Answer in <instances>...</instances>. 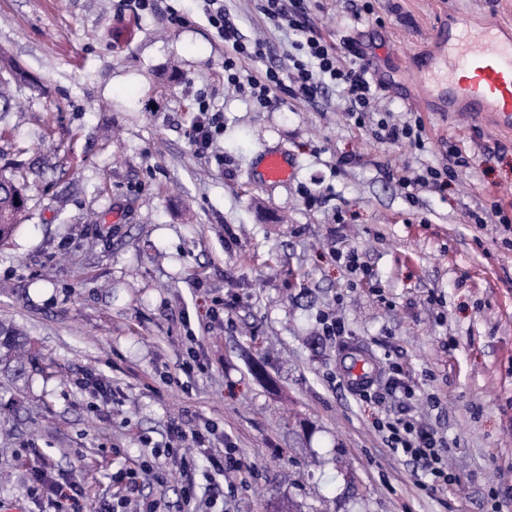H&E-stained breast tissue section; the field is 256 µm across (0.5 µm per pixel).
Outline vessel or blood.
Segmentation results:
<instances>
[{"instance_id": "1", "label": "vessel or blood", "mask_w": 512, "mask_h": 512, "mask_svg": "<svg viewBox=\"0 0 512 512\" xmlns=\"http://www.w3.org/2000/svg\"><path fill=\"white\" fill-rule=\"evenodd\" d=\"M452 61L448 73V109L452 112H486L504 129L512 128V28L462 22L449 27L444 37ZM294 164L283 153L264 155L261 177L277 183L288 180ZM365 357H357L347 371L350 387L359 388L372 378Z\"/></svg>"}]
</instances>
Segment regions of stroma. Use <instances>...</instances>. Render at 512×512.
<instances>
[{"label":"stroma","instance_id":"obj_1","mask_svg":"<svg viewBox=\"0 0 512 512\" xmlns=\"http://www.w3.org/2000/svg\"><path fill=\"white\" fill-rule=\"evenodd\" d=\"M263 6L224 0L264 44L231 84L199 0L139 17L118 0H0V49L38 79L0 118V171L29 197L0 243V320L32 339L27 381L0 375V512H58L49 486L68 482L85 512H512V131L449 111L425 74L438 28L512 26V0H305L386 83L360 125L329 81L256 102L300 39ZM202 94L224 116L206 155L188 140ZM415 118L423 146L374 136ZM452 146L469 168L409 204L400 175ZM268 151L292 178L258 179ZM326 314L342 336H323ZM346 346L375 360L382 401L346 384ZM396 375L412 398L388 396ZM401 414L445 439L447 491L386 446L376 422ZM176 424L231 450L233 481Z\"/></svg>","mask_w":512,"mask_h":512}]
</instances>
